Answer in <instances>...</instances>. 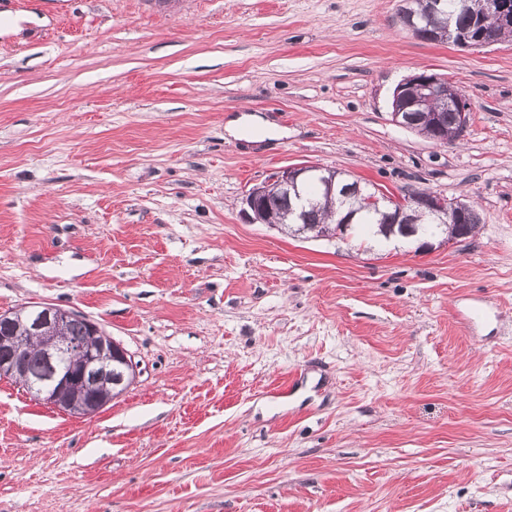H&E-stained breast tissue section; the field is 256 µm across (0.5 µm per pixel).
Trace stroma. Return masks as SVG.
Masks as SVG:
<instances>
[{
	"label": "stroma",
	"instance_id": "stroma-1",
	"mask_svg": "<svg viewBox=\"0 0 512 512\" xmlns=\"http://www.w3.org/2000/svg\"><path fill=\"white\" fill-rule=\"evenodd\" d=\"M400 0H0V313L97 322L139 375L71 416L0 377V512H512V40ZM427 71L472 104L391 120ZM257 114L273 137L227 135ZM318 164L482 223L426 251L242 212ZM413 4L418 15L427 13L431 0H417ZM442 10L445 15L442 19L450 21L449 25L440 22L437 17L441 12L440 0L432 2L428 14L424 18L416 15L411 7L410 0L401 1L399 21L402 28L413 32L421 25L428 30L427 39L431 43L452 42L456 45L470 48H484L498 43L497 34L500 31L501 38L512 37V1L511 0H486L483 10L475 16L473 12L480 8V0H468L467 9L464 6L466 0H441ZM474 22V23H473ZM473 25V26H472ZM472 27V28H471ZM468 32H461L469 30ZM454 90L456 89L446 79L435 74L423 72L410 75L395 91L392 121L436 144H447L448 135L457 126L459 117V126L451 135L450 141L460 140L470 127L472 107L469 99L462 93L448 100ZM435 100L443 101L448 107L442 111L443 116L439 110L428 107ZM448 104L455 106L460 115ZM443 118L448 129L444 126Z\"/></svg>",
	"mask_w": 512,
	"mask_h": 512
}]
</instances>
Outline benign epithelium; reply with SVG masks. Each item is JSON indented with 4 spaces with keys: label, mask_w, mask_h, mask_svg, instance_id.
Here are the masks:
<instances>
[{
    "label": "benign epithelium",
    "mask_w": 512,
    "mask_h": 512,
    "mask_svg": "<svg viewBox=\"0 0 512 512\" xmlns=\"http://www.w3.org/2000/svg\"><path fill=\"white\" fill-rule=\"evenodd\" d=\"M441 2L435 0L428 14L420 18L403 0L399 21L402 28L413 32L420 26L428 30L431 43L452 42L470 48H484L499 41L498 33L512 29V0H485L483 10L475 16L468 32L454 31L438 20ZM441 100L458 109L459 126L453 134L443 123L442 112L429 108ZM472 107L462 93L448 98V81L435 74L417 73L404 79L394 94L392 121L423 135L436 144L448 139H461L471 123ZM302 179H316L328 195L335 192L336 171L317 164L287 167L249 190L243 199V213L253 223L270 224L261 206L270 193L285 192ZM400 204L399 212L413 209L434 224H481L474 205L450 199L440 193L422 191L407 199L388 195L367 196L363 204L380 202ZM78 314L50 304H33L13 314L0 316V342L13 349L11 358L0 362V374L20 375L19 382L35 399L62 411L74 414H93L112 401L113 394L128 387L136 376V365L126 350L112 337L104 334L98 323L85 319L89 336L77 346L65 336L69 322ZM41 342L40 357L44 372L30 374L23 370V361L31 351L34 340Z\"/></svg>",
    "instance_id": "1"
}]
</instances>
